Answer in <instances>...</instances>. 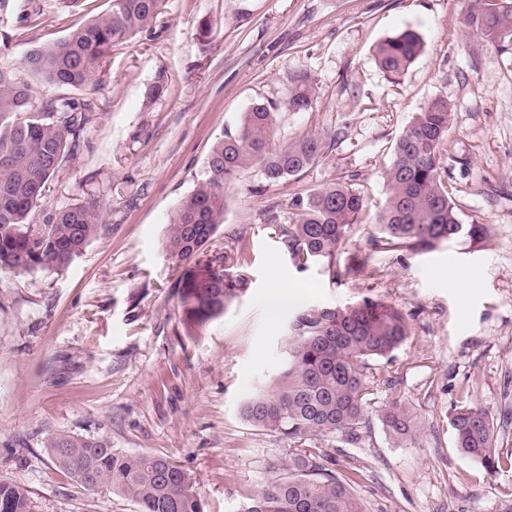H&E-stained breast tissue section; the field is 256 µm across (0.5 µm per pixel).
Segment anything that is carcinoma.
Masks as SVG:
<instances>
[{"instance_id": "carcinoma-1", "label": "carcinoma", "mask_w": 512, "mask_h": 512, "mask_svg": "<svg viewBox=\"0 0 512 512\" xmlns=\"http://www.w3.org/2000/svg\"><path fill=\"white\" fill-rule=\"evenodd\" d=\"M161 5L162 0H113L110 12L33 49L24 65L49 84L84 86L113 43L148 28ZM465 25L497 47L512 43V0H471ZM420 50V35L408 29L378 45L376 62L395 79ZM283 107L290 112L313 109L307 76L295 80ZM271 109L253 104L235 130L213 145L207 178L179 202L172 218L166 248L175 264L203 252L224 223V190L242 173L259 171L254 193L260 195L297 179L331 148L310 136L269 149L275 122ZM451 116L448 101L438 98L397 139L385 173L386 198L375 215L383 245L429 250L442 241H480L488 235V225L478 216L462 223L449 197L443 150ZM89 120L83 103L34 106L28 84L0 70L1 272L61 271L106 231L94 201L64 209L43 207L48 184ZM293 207L292 222L279 227V242L302 265L316 260L334 264L354 226L368 216L364 196L345 183L299 195ZM38 210L41 220L36 222ZM245 262L244 251L235 249L212 261L205 273L178 279L175 288L184 319L203 326L221 314L245 285V278L234 279L228 270ZM410 335L401 309L368 297L355 306L307 310L297 317L288 360L274 388L251 398L242 414L253 427L277 433L302 450L289 458L277 479L249 498L244 512H366L357 491L360 468L351 466L338 474L324 463V454L303 445L313 437H335L346 444L362 441L369 429L372 391L393 384L387 367ZM378 420L398 444L411 440L418 428L413 413L399 401L384 406ZM449 424L455 447L474 462L489 471L512 465V448L497 446L494 417L471 394L451 411ZM47 448L55 464L86 489L105 486L134 500L140 512H203L196 481L166 456L125 453L103 440L72 434L51 437ZM0 512H34L22 483L0 480Z\"/></svg>"}]
</instances>
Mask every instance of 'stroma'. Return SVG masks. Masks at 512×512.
<instances>
[{
	"mask_svg": "<svg viewBox=\"0 0 512 512\" xmlns=\"http://www.w3.org/2000/svg\"><path fill=\"white\" fill-rule=\"evenodd\" d=\"M469 4L163 0L147 30L114 45L94 82L74 88L30 75L23 60L112 0H0V68L30 84L35 104L92 106L44 205L95 199L108 226L62 271L0 272V479L23 483L35 512L139 510L58 469L46 449L58 434L168 456L195 479L204 512H242L293 452L244 420L245 401L273 387L300 311L366 297L400 308L411 327L390 363L396 383L375 389L372 407L401 401L420 428L399 445L375 420L364 443L320 437L311 447L333 470L361 468L368 512H512V469L490 473L460 454L448 420L466 390L492 415L512 408V45L468 32ZM408 28L421 53L392 81L376 48ZM299 73L313 85L309 112L281 107ZM161 77L168 89L151 97ZM438 97L452 109L448 190L462 223L477 215L488 224L484 241L388 248L368 222L331 266H302L282 250L277 227L290 221L295 194L350 183L377 211L396 140ZM259 102L279 107L274 147L337 131L342 139L299 180L257 196L248 170L226 189L224 222L205 253L245 247L246 285L221 315L190 327L166 252L171 217L204 179L213 144ZM354 255L367 265L350 274ZM277 282L304 295L273 321L265 297Z\"/></svg>",
	"mask_w": 512,
	"mask_h": 512,
	"instance_id": "stroma-1",
	"label": "stroma"
}]
</instances>
